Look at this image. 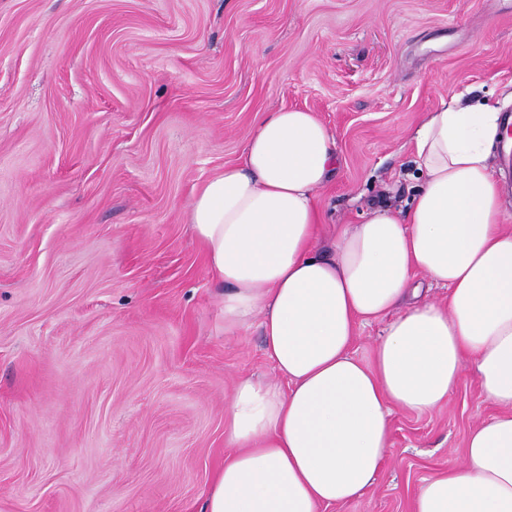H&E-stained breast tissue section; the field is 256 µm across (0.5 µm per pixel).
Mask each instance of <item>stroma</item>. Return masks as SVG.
Returning a JSON list of instances; mask_svg holds the SVG:
<instances>
[{
  "label": "stroma",
  "instance_id": "1",
  "mask_svg": "<svg viewBox=\"0 0 512 512\" xmlns=\"http://www.w3.org/2000/svg\"><path fill=\"white\" fill-rule=\"evenodd\" d=\"M462 96L512 111V0H0V512H200L233 382L275 372L224 333L195 192L298 108L336 141L325 223L406 209L411 137ZM495 411L468 371L394 411L329 512H412Z\"/></svg>",
  "mask_w": 512,
  "mask_h": 512
}]
</instances>
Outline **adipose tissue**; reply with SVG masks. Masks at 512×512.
Instances as JSON below:
<instances>
[{"mask_svg": "<svg viewBox=\"0 0 512 512\" xmlns=\"http://www.w3.org/2000/svg\"><path fill=\"white\" fill-rule=\"evenodd\" d=\"M505 133L480 100L428 113L408 208L340 227L328 253L316 192L336 152L315 113H266L240 160L197 191L189 225L224 331L258 325L277 373L234 381L205 512H320L362 497L387 462L393 411L447 404L466 369L499 412L472 430L459 466L424 480L414 512H512V227L491 163ZM419 272L447 298H421ZM377 320L383 335L357 356L358 323Z\"/></svg>", "mask_w": 512, "mask_h": 512, "instance_id": "ef3b65f1", "label": "adipose tissue"}]
</instances>
